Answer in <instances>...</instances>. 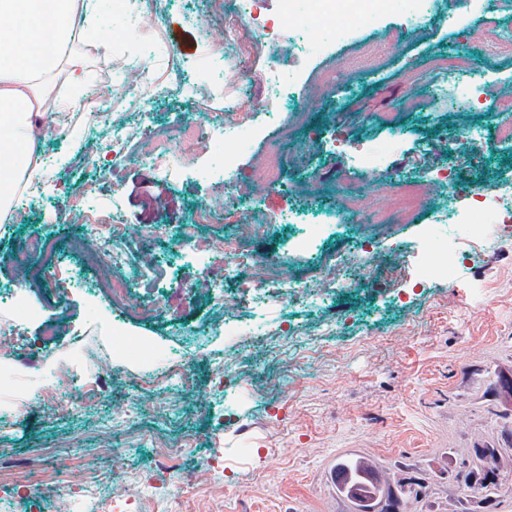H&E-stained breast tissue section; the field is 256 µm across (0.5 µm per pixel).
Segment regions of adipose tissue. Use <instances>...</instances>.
<instances>
[{"instance_id":"ef3b65f1","label":"adipose tissue","mask_w":512,"mask_h":512,"mask_svg":"<svg viewBox=\"0 0 512 512\" xmlns=\"http://www.w3.org/2000/svg\"><path fill=\"white\" fill-rule=\"evenodd\" d=\"M92 0H0V211L42 174L46 112L89 116L74 45L99 35Z\"/></svg>"}]
</instances>
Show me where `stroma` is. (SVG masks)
<instances>
[{
	"label": "stroma",
	"mask_w": 512,
	"mask_h": 512,
	"mask_svg": "<svg viewBox=\"0 0 512 512\" xmlns=\"http://www.w3.org/2000/svg\"><path fill=\"white\" fill-rule=\"evenodd\" d=\"M236 0H168L160 11L137 15L100 0L95 24L105 39L88 51V82L111 99V126L67 119L69 136H46L42 151L55 163L18 221H0V291L17 288L13 254L33 236L56 240L62 264L76 259L68 244L77 227L64 220L70 199L116 204L144 258L160 266L165 315L129 316L93 296L82 279H54L30 296L45 317H61L64 331L44 338L37 322L22 324L19 347L41 349L47 362L36 375L19 366L0 383V512H67V488L104 476L102 497L128 503V512H349L327 480L338 456L353 450L377 458L390 473L413 482L423 512H512V226L492 241L464 242L453 260V280L416 285L428 260L424 230L448 222V192L466 207L469 193L512 182V146L495 128L512 120L496 100L512 96V52L480 47L512 23V0H444L446 14L421 29L394 16L376 28L357 27L352 40L321 55L303 50L304 38L284 27L266 39ZM455 23H447V15ZM233 43H225L226 31ZM136 40L149 58L159 93L149 103L120 95L107 66L117 46ZM463 55L471 72L437 91L435 58ZM215 59L214 85L198 66ZM331 71L333 90L314 95L315 72ZM180 73L185 87L168 82ZM291 81L283 114L301 113L303 125L268 121L254 111L270 90L268 76ZM483 82L480 99L471 86ZM239 101L261 129L243 139L231 179L216 180L219 162L201 157L196 168L174 166L159 175L128 140L121 153L109 142L112 126L146 111L157 124L227 123L226 104ZM398 134L386 149L387 131ZM281 157L278 186L265 184L268 154ZM378 167L359 170V154ZM406 178L427 173L420 208L411 221L390 215L386 229L369 228L371 213L388 199L372 193L378 170ZM367 201L365 211L330 222L342 196ZM210 207L201 229L223 239L238 225L280 215L281 225L247 242L257 263L290 280L321 287L319 298L241 305L240 333L213 325L224 308L195 290L222 269L224 254L201 258L180 228ZM369 248L366 273L343 288L324 286L331 254ZM147 338L188 359L187 384H142L140 352L97 370L106 385L95 402L68 412L27 410L30 394L49 386L70 360L69 346L109 347L113 328ZM269 335L266 347L247 346L250 332ZM222 390H214L216 372ZM112 429L98 432L103 421ZM502 448L487 469L492 501L477 504L467 491L463 462L474 447ZM181 449L175 470L157 464L156 446ZM153 474L154 487L142 481Z\"/></svg>",
	"instance_id": "1"
}]
</instances>
